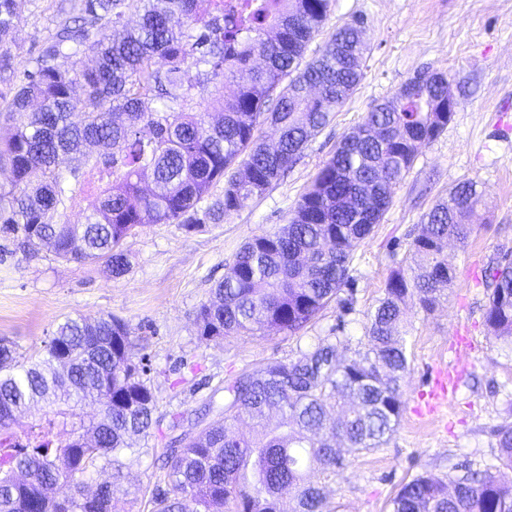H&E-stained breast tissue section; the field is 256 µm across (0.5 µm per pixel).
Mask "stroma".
<instances>
[{
	"label": "stroma",
	"mask_w": 512,
	"mask_h": 512,
	"mask_svg": "<svg viewBox=\"0 0 512 512\" xmlns=\"http://www.w3.org/2000/svg\"><path fill=\"white\" fill-rule=\"evenodd\" d=\"M363 19L367 43L359 85L314 136L288 173L244 209L219 224L189 232L178 224H153L128 238L130 271L112 278L105 263L55 260L51 247L37 258L15 253L0 237V338L20 352H40L68 316L112 314L126 320L143 379L158 402V422L143 453L123 468L121 512H148L154 473L176 419L203 411L227 379L266 359H290L344 322L351 357L363 334L364 314L380 297L396 262L420 233L425 214L460 180L480 182L485 204L470 217L467 246L449 243L455 272L432 315L409 313L410 372L402 382L404 412L387 445L351 456L344 476L320 474L333 512H388L401 484L454 464H481L496 441L489 424L512 421V352L488 335L481 273L491 260L512 253V0H332L323 27L308 45L314 57L325 36ZM56 25L52 0H24L11 46L24 68L38 41ZM447 74L456 108L447 129L422 146L413 168L397 185L393 203L357 251V303L341 315L329 305L317 322L289 337L269 330L257 336L204 339L197 310L223 280L225 266L251 237L286 223L341 137L370 107L390 97L422 70ZM454 363L460 374L445 403L432 409L438 369Z\"/></svg>",
	"instance_id": "1"
}]
</instances>
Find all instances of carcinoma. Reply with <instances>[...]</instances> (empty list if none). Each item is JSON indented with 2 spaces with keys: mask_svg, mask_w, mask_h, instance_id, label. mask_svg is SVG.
Segmentation results:
<instances>
[{
  "mask_svg": "<svg viewBox=\"0 0 512 512\" xmlns=\"http://www.w3.org/2000/svg\"><path fill=\"white\" fill-rule=\"evenodd\" d=\"M332 0H58L57 24L16 78L10 42L19 0H0V236L32 258L43 244L58 260L104 261L112 277L131 263L125 240L151 224L194 230L242 210L297 161L309 139L362 78L363 31L348 24L299 68ZM139 4L130 27L126 9ZM94 56L91 68L61 58ZM192 65L197 78L186 82ZM402 84L343 136L288 221L245 242L214 296L199 309L206 339L276 329L294 336L331 303L352 310L356 250L393 202L422 145L452 116L442 111L448 76ZM235 86L224 95V85ZM81 119L71 120L76 87ZM278 132L274 147L258 127ZM224 184L221 196L212 190ZM96 194L85 220L66 211ZM212 202L201 208L207 199ZM467 178L426 214L406 257L365 313L358 351L336 359L335 337L289 360H271L224 384L195 429L163 452L150 512H331L318 471L341 475L344 453L382 447L403 412L410 369L404 315L428 316L454 275L448 241L466 245L482 202ZM488 334L512 351V255L483 270ZM129 325L110 314L67 318L36 355L0 339V512H58L48 490L74 489L66 512H116L118 476L85 492L86 480L140 449L132 438L155 423L156 398L132 356ZM100 405L85 418L77 408ZM34 413L22 428L21 415ZM277 415L271 423V414ZM245 415L250 436L230 422ZM498 454L479 470L445 479L423 472L389 500L391 512H512V422L493 426Z\"/></svg>",
  "mask_w": 512,
  "mask_h": 512,
  "instance_id": "cac0c4a2",
  "label": "carcinoma"
}]
</instances>
